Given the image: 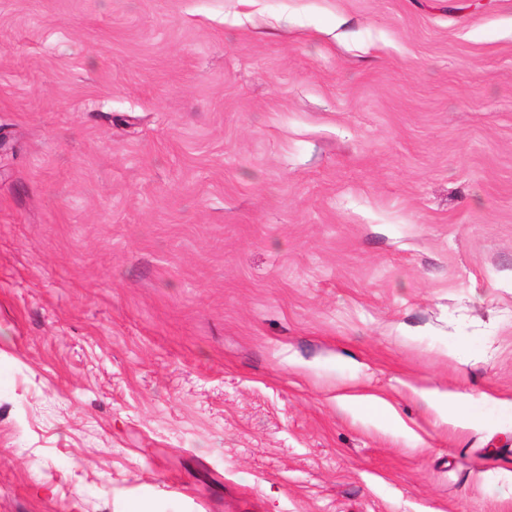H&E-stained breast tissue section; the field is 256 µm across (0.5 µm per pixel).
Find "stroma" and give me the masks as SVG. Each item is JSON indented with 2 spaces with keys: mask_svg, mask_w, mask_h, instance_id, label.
Wrapping results in <instances>:
<instances>
[{
  "mask_svg": "<svg viewBox=\"0 0 512 512\" xmlns=\"http://www.w3.org/2000/svg\"><path fill=\"white\" fill-rule=\"evenodd\" d=\"M0 512H512V0H0Z\"/></svg>",
  "mask_w": 512,
  "mask_h": 512,
  "instance_id": "obj_1",
  "label": "stroma"
}]
</instances>
